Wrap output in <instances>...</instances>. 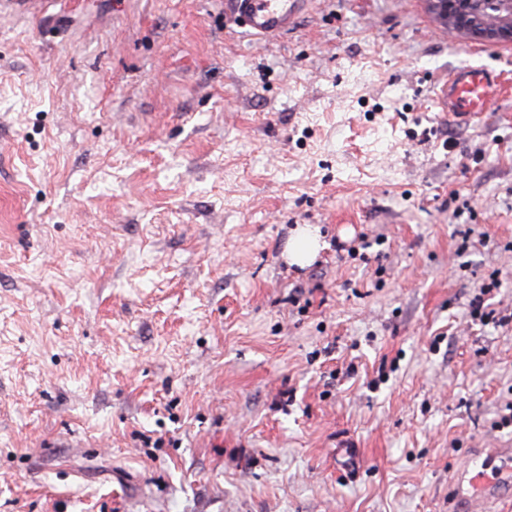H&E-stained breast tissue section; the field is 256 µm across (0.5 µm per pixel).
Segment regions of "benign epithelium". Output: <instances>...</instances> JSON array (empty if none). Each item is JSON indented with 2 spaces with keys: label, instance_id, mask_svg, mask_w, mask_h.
Listing matches in <instances>:
<instances>
[{
  "label": "benign epithelium",
  "instance_id": "7a95c632",
  "mask_svg": "<svg viewBox=\"0 0 512 512\" xmlns=\"http://www.w3.org/2000/svg\"><path fill=\"white\" fill-rule=\"evenodd\" d=\"M439 27L472 41L512 45V0H427Z\"/></svg>",
  "mask_w": 512,
  "mask_h": 512
}]
</instances>
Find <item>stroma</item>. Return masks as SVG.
Segmentation results:
<instances>
[{"mask_svg":"<svg viewBox=\"0 0 512 512\" xmlns=\"http://www.w3.org/2000/svg\"><path fill=\"white\" fill-rule=\"evenodd\" d=\"M482 64L426 0L0 9V512H448L512 448V88L433 101ZM309 0H226L240 27L257 38L280 35L306 10ZM507 81L502 72L485 66L464 67L449 74L439 87V106L449 120L471 121L481 115L490 100L505 91ZM320 235L318 228H311L309 224L296 229L292 242L288 245V263L299 267L310 265L318 257L320 249Z\"/></svg>","mask_w":512,"mask_h":512,"instance_id":"obj_1","label":"stroma"}]
</instances>
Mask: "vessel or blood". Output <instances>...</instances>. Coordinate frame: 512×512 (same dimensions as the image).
Here are the masks:
<instances>
[{"mask_svg": "<svg viewBox=\"0 0 512 512\" xmlns=\"http://www.w3.org/2000/svg\"><path fill=\"white\" fill-rule=\"evenodd\" d=\"M309 0H226L225 6L240 27L258 38L280 35L305 11ZM507 80L502 73L485 66L465 67L449 74L437 92L438 103L449 120L478 118L486 104L501 95ZM488 460L500 459V466L487 463L464 468L448 497V512H490L512 487V448H492Z\"/></svg>", "mask_w": 512, "mask_h": 512, "instance_id": "1", "label": "vessel or blood"}]
</instances>
